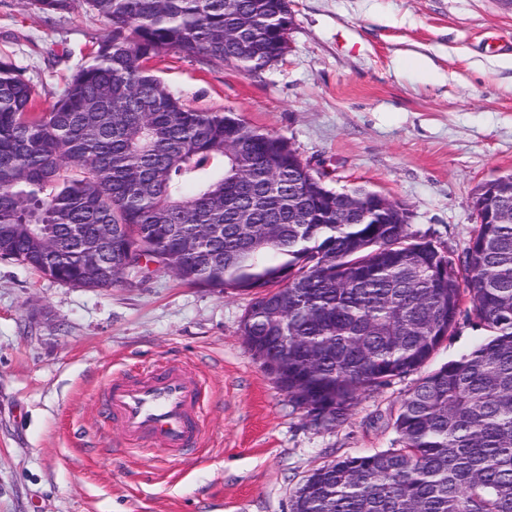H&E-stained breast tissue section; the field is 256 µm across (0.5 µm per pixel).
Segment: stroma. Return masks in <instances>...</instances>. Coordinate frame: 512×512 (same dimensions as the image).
<instances>
[{"label": "stroma", "mask_w": 512, "mask_h": 512, "mask_svg": "<svg viewBox=\"0 0 512 512\" xmlns=\"http://www.w3.org/2000/svg\"><path fill=\"white\" fill-rule=\"evenodd\" d=\"M288 51L260 72L171 52L152 69L188 107L236 112L288 140L326 187L381 192L407 231L461 255L479 187L512 174V0H290ZM105 34L84 6L54 16L0 0V56L39 108ZM250 295L169 272L107 290L0 260V512H291L318 467L400 447L393 423L421 376L486 332L461 316L419 371L319 425L246 347ZM194 364L208 389L196 455L123 452L100 397L125 373Z\"/></svg>", "instance_id": "stroma-1"}]
</instances>
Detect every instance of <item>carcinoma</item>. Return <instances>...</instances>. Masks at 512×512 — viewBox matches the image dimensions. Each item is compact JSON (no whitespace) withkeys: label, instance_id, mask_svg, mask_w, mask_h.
<instances>
[{"label":"carcinoma","instance_id":"1","mask_svg":"<svg viewBox=\"0 0 512 512\" xmlns=\"http://www.w3.org/2000/svg\"><path fill=\"white\" fill-rule=\"evenodd\" d=\"M78 1L106 34L48 111L0 59V259L87 288L157 263L253 295L245 345L325 426L421 368L467 304L489 335L402 399V447L317 468L291 512H512V222L476 225L459 260L397 216L338 224L287 140L186 107L148 66L175 51L260 71L283 53L289 0L26 3Z\"/></svg>","mask_w":512,"mask_h":512}]
</instances>
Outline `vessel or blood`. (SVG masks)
I'll list each match as a JSON object with an SVG mask.
<instances>
[{
    "mask_svg": "<svg viewBox=\"0 0 512 512\" xmlns=\"http://www.w3.org/2000/svg\"><path fill=\"white\" fill-rule=\"evenodd\" d=\"M206 386L191 367L172 364L113 379L106 409L120 427L127 451L158 443L173 457L196 452L204 437Z\"/></svg>",
    "mask_w": 512,
    "mask_h": 512,
    "instance_id": "vessel-or-blood-1",
    "label": "vessel or blood"
}]
</instances>
